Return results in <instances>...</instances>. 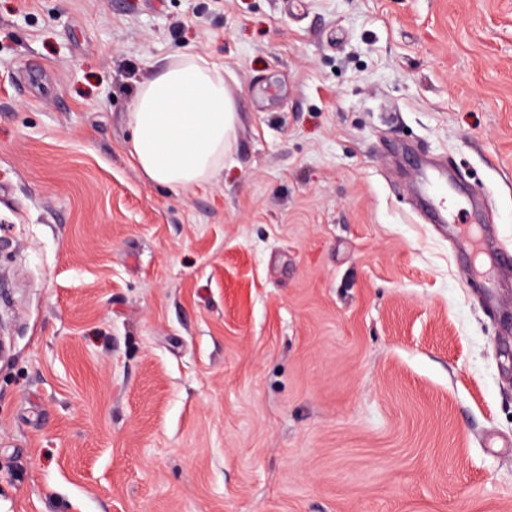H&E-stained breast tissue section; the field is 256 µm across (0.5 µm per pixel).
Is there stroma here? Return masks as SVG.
Masks as SVG:
<instances>
[{
  "instance_id": "obj_1",
  "label": "stroma",
  "mask_w": 512,
  "mask_h": 512,
  "mask_svg": "<svg viewBox=\"0 0 512 512\" xmlns=\"http://www.w3.org/2000/svg\"><path fill=\"white\" fill-rule=\"evenodd\" d=\"M185 53L237 138L173 191L127 119ZM472 224L512 252V0H0V512H512ZM420 190L431 224L454 223L448 211V174L440 168H423L420 171Z\"/></svg>"
}]
</instances>
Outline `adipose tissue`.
I'll return each instance as SVG.
<instances>
[{
	"label": "adipose tissue",
	"instance_id": "obj_1",
	"mask_svg": "<svg viewBox=\"0 0 512 512\" xmlns=\"http://www.w3.org/2000/svg\"><path fill=\"white\" fill-rule=\"evenodd\" d=\"M237 100L222 69L182 54L140 86L127 150L148 181L172 190L215 179L236 134Z\"/></svg>",
	"mask_w": 512,
	"mask_h": 512
}]
</instances>
